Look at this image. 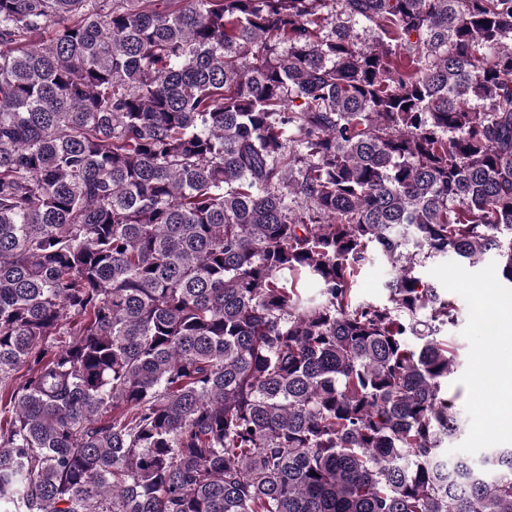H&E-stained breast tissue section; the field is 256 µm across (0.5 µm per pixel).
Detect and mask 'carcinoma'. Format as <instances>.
<instances>
[{"label": "carcinoma", "instance_id": "1", "mask_svg": "<svg viewBox=\"0 0 512 512\" xmlns=\"http://www.w3.org/2000/svg\"><path fill=\"white\" fill-rule=\"evenodd\" d=\"M490 252L512 0H0V512H512L414 275ZM389 277V264L383 257L375 256L360 272L356 288L358 298L365 301H385L387 297L385 283Z\"/></svg>", "mask_w": 512, "mask_h": 512}]
</instances>
